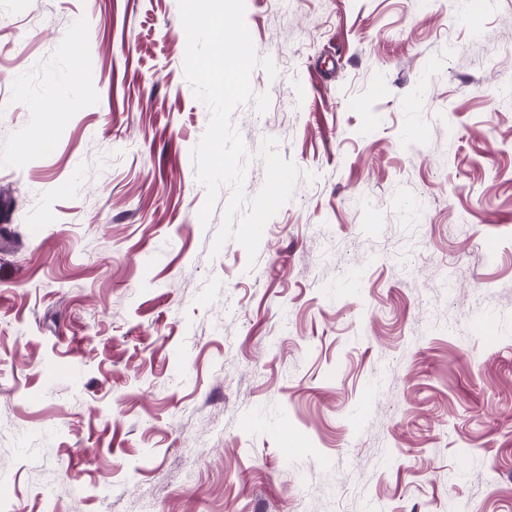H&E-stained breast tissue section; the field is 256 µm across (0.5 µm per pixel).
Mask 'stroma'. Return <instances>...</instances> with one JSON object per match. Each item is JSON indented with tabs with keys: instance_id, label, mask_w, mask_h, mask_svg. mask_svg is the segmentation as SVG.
<instances>
[{
	"instance_id": "stroma-1",
	"label": "stroma",
	"mask_w": 512,
	"mask_h": 512,
	"mask_svg": "<svg viewBox=\"0 0 512 512\" xmlns=\"http://www.w3.org/2000/svg\"><path fill=\"white\" fill-rule=\"evenodd\" d=\"M245 2L253 258L177 0H0V512H512V0Z\"/></svg>"
}]
</instances>
